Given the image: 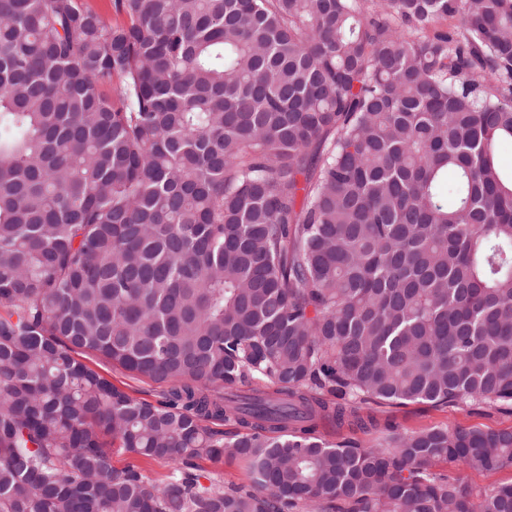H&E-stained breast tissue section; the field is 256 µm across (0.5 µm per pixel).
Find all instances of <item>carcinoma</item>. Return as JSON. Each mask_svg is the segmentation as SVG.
I'll return each mask as SVG.
<instances>
[{
	"instance_id": "cac0c4a2",
	"label": "carcinoma",
	"mask_w": 512,
	"mask_h": 512,
	"mask_svg": "<svg viewBox=\"0 0 512 512\" xmlns=\"http://www.w3.org/2000/svg\"><path fill=\"white\" fill-rule=\"evenodd\" d=\"M113 8L0 0V512H512V428L316 435L512 408V0ZM77 357L95 367L105 378L111 381L113 385L123 390L131 397L151 403H156V401L160 399L161 390L163 388L159 384L145 378H136L121 369H113L112 365L93 356L79 354ZM381 425L395 424L398 432H409L432 426H467L483 429L512 427V413L472 402L450 406L409 403L403 406L370 404ZM318 434L325 440L335 443L343 439H352L362 445H368L375 442L378 437L376 433H364L356 428H351L347 424L337 426L333 422H323L318 427ZM129 463L137 465L144 475L156 483L164 480L171 470V464L167 461L144 457L135 459L123 450L114 448L112 451V465L117 469H124ZM199 473L224 481L225 486L235 485L248 487L251 485V477L245 463L238 460H229L214 463L207 459L195 461ZM441 469L447 471L452 477L461 478L472 485H487L491 483H511L512 468H505L495 473H479L471 471L464 467L448 468L441 466Z\"/></svg>"
}]
</instances>
